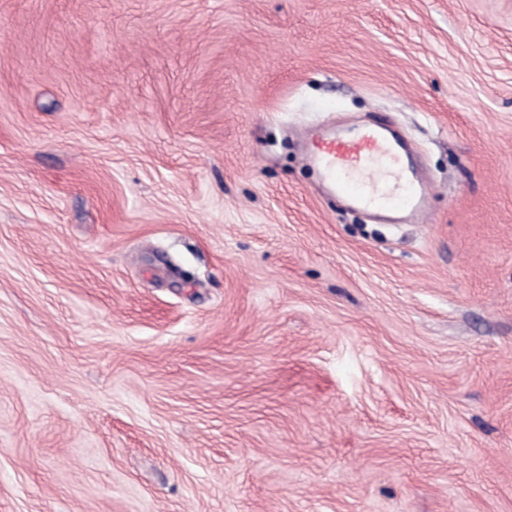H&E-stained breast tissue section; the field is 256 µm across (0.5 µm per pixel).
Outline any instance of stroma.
<instances>
[{
	"label": "stroma",
	"instance_id": "stroma-1",
	"mask_svg": "<svg viewBox=\"0 0 512 512\" xmlns=\"http://www.w3.org/2000/svg\"><path fill=\"white\" fill-rule=\"evenodd\" d=\"M0 512H512V0H0ZM398 153L379 128H369L352 139H314L307 160L317 165L323 180L338 195L361 208L375 207L384 213L411 210L422 214L429 183L421 178H407Z\"/></svg>",
	"mask_w": 512,
	"mask_h": 512
}]
</instances>
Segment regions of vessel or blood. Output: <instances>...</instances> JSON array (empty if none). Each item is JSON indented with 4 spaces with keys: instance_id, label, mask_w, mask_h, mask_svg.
Wrapping results in <instances>:
<instances>
[{
    "instance_id": "obj_1",
    "label": "vessel or blood",
    "mask_w": 512,
    "mask_h": 512,
    "mask_svg": "<svg viewBox=\"0 0 512 512\" xmlns=\"http://www.w3.org/2000/svg\"><path fill=\"white\" fill-rule=\"evenodd\" d=\"M307 159L338 195L359 207L384 213L423 210L428 182L403 174L396 147L380 129H367L352 139L316 138Z\"/></svg>"
}]
</instances>
